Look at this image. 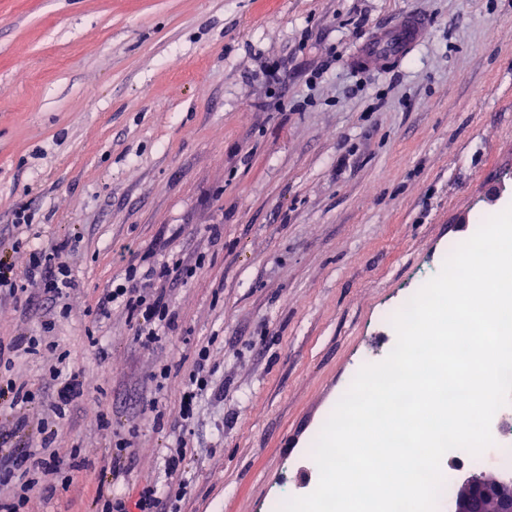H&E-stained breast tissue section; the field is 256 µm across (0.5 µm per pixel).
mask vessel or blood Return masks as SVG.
<instances>
[{
  "mask_svg": "<svg viewBox=\"0 0 512 512\" xmlns=\"http://www.w3.org/2000/svg\"><path fill=\"white\" fill-rule=\"evenodd\" d=\"M425 25L419 15H404L395 25L378 30L350 60L353 68L385 69L422 42Z\"/></svg>",
  "mask_w": 512,
  "mask_h": 512,
  "instance_id": "vessel-or-blood-1",
  "label": "vessel or blood"
}]
</instances>
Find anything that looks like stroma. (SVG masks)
Returning a JSON list of instances; mask_svg holds the SVG:
<instances>
[{"label": "stroma", "mask_w": 512, "mask_h": 512, "mask_svg": "<svg viewBox=\"0 0 512 512\" xmlns=\"http://www.w3.org/2000/svg\"><path fill=\"white\" fill-rule=\"evenodd\" d=\"M409 12L427 22L416 50L350 66ZM27 202L29 233L11 223ZM511 203L512 0H0V251L20 265L80 238L59 350L11 375L44 390L63 350L88 384L50 446L86 464L26 512H95L120 435L134 459L113 489L129 496L166 485L164 450L185 439L181 512L312 492L311 448L381 352L384 312L477 213ZM173 255L205 264L167 283L178 325L160 344L142 347L122 309L94 318L127 264ZM40 332L0 296V336ZM202 346L209 385L184 420Z\"/></svg>", "instance_id": "obj_1"}]
</instances>
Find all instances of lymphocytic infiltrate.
<instances>
[{
    "label": "lymphocytic infiltrate",
    "instance_id": "obj_1",
    "mask_svg": "<svg viewBox=\"0 0 512 512\" xmlns=\"http://www.w3.org/2000/svg\"><path fill=\"white\" fill-rule=\"evenodd\" d=\"M70 250L71 245L66 241L46 249L36 248L30 251L26 264L22 266L0 257V293L11 297L24 295L29 306L33 305V295L37 292L53 303L62 300L75 285L66 260ZM195 272V267L185 268L177 262L146 267L128 264L123 278L104 291L97 303V312L103 316L111 306L124 307L135 324L136 341L142 346H150L158 341L161 329L174 328L177 321L161 287L162 282L190 277ZM55 326V319L50 317L42 322V335L0 339V366L11 368L16 358L36 356L49 348L46 335ZM187 466L184 448L167 449L165 468L168 475L175 477V484L169 485L163 493L155 486H144L133 499L119 493L98 495L97 512H179L178 504L186 495V484L180 481L179 476ZM76 468V463L65 464L30 451L17 456L13 463L0 467V485L13 488L11 496L0 501V512H25L30 491L39 488L46 493L53 492V479Z\"/></svg>",
    "mask_w": 512,
    "mask_h": 512
}]
</instances>
